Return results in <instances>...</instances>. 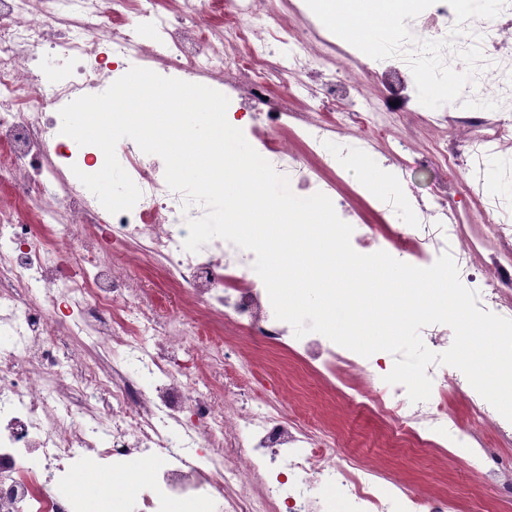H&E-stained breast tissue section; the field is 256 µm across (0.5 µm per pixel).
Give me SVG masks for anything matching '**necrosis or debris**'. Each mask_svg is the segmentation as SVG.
<instances>
[{
	"label": "necrosis or debris",
	"instance_id": "necrosis-or-debris-1",
	"mask_svg": "<svg viewBox=\"0 0 512 512\" xmlns=\"http://www.w3.org/2000/svg\"><path fill=\"white\" fill-rule=\"evenodd\" d=\"M411 2L399 27L420 41L400 36L364 56L340 40L322 0H190L177 15L157 0H0V334L11 339L0 347V512H129L123 486L79 500L51 484L92 459L131 469L147 458L159 466L136 512H180L186 502L205 512H451L446 494L408 487L303 422L295 396L258 388L244 336L289 351L347 407L398 424L411 447L444 456L467 441L469 471L512 496V469L493 465L485 441L490 431L512 435V422L464 374L430 364L431 396L415 404L386 382L380 359L319 333L296 337L276 319L254 253L220 238L185 249L186 221L205 209L186 206L134 140H120L116 155L141 197L105 214L77 177L103 165L102 150L61 132L65 105L134 66L219 87L228 122L292 189L331 198L358 248L420 265L451 253L478 307L512 319V201L480 199L502 216L484 231L448 221L458 173L512 141V0H499L495 24L461 16V0ZM463 21L472 37L449 39ZM299 71L320 80L289 83ZM425 74L438 99L424 95ZM367 79L384 101L409 105L407 135L386 154L391 177L437 175L398 229L367 223L355 204L367 185L336 196L338 171L387 137L383 112L360 94ZM425 128L438 133L430 150L416 145ZM329 141L338 152H325ZM132 242L184 296L178 312L159 317L155 293L116 259ZM60 298L73 309L66 322L51 308ZM97 346L111 370L86 362ZM452 391L471 423L449 407Z\"/></svg>",
	"mask_w": 512,
	"mask_h": 512
}]
</instances>
